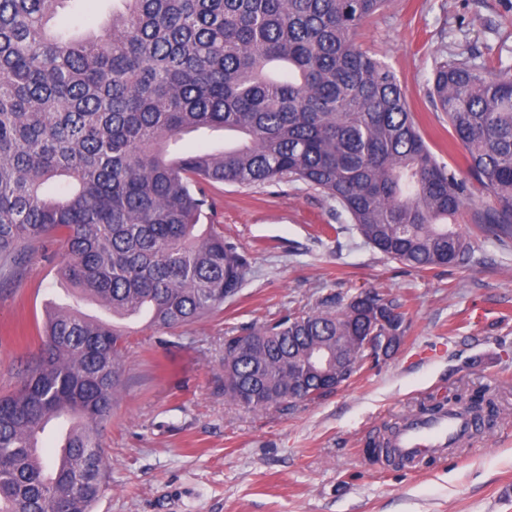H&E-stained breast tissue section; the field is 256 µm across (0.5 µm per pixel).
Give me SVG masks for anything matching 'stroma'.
I'll return each mask as SVG.
<instances>
[{
  "mask_svg": "<svg viewBox=\"0 0 512 512\" xmlns=\"http://www.w3.org/2000/svg\"><path fill=\"white\" fill-rule=\"evenodd\" d=\"M111 8L83 0L52 25L97 32ZM357 41L394 70L437 159L461 169L429 97L434 63L446 51L512 65V0H388ZM210 195L205 221L250 257V275L223 310L175 331L131 324L92 512H512V249L482 236L469 208L459 222L471 262L418 270L383 256L334 200L302 182L217 183ZM31 251L19 274L0 278V394L36 361L49 305L76 303L59 274L60 244L46 238ZM364 289L398 297L409 323L379 366L288 411L225 398L232 330ZM461 390L494 398L492 430L416 473L369 456V442L417 405Z\"/></svg>",
  "mask_w": 512,
  "mask_h": 512,
  "instance_id": "1",
  "label": "stroma"
}]
</instances>
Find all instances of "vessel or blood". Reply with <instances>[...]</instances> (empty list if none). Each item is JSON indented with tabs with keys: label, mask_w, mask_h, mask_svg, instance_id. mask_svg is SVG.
Segmentation results:
<instances>
[{
	"label": "vessel or blood",
	"mask_w": 512,
	"mask_h": 512,
	"mask_svg": "<svg viewBox=\"0 0 512 512\" xmlns=\"http://www.w3.org/2000/svg\"><path fill=\"white\" fill-rule=\"evenodd\" d=\"M476 427L475 418L461 410L407 417L391 435L388 446L403 467L417 470L426 459L453 454L469 441Z\"/></svg>",
	"instance_id": "vessel-or-blood-1"
}]
</instances>
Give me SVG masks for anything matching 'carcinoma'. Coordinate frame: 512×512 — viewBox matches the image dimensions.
Instances as JSON below:
<instances>
[{"mask_svg": "<svg viewBox=\"0 0 512 512\" xmlns=\"http://www.w3.org/2000/svg\"><path fill=\"white\" fill-rule=\"evenodd\" d=\"M66 2L0 0V276L26 262L23 244L55 235L61 276L80 296L174 331L221 309L250 273L215 225L200 230L214 183L301 181L385 257L426 270L471 261L456 223L471 177L487 199L479 230L512 246L511 66L435 61L432 99L462 177L430 150L396 73L355 40L387 0H112L95 38L52 31ZM198 129L233 132L237 144L171 155ZM401 307L364 290L241 328L224 337V396L266 410L336 391L304 371L308 353L350 337L342 387L395 352L363 341L379 315L404 336ZM128 336L50 308L38 362L0 395V512H91ZM454 400L497 413L483 393ZM65 412L80 419L70 459L48 462L42 435Z\"/></svg>", "mask_w": 512, "mask_h": 512, "instance_id": "1", "label": "carcinoma"}]
</instances>
